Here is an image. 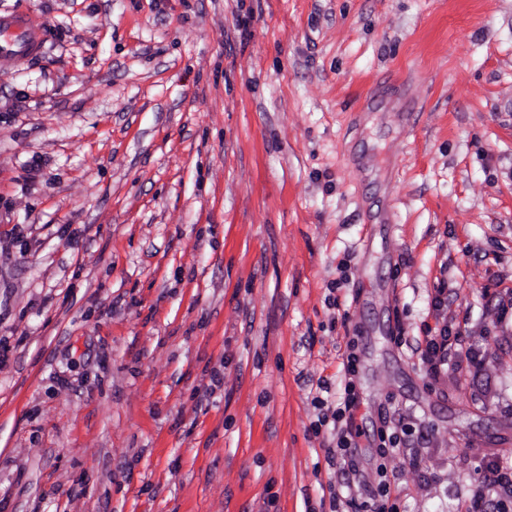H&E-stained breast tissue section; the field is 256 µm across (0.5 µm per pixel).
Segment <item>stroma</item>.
I'll use <instances>...</instances> for the list:
<instances>
[{
	"label": "stroma",
	"instance_id": "obj_1",
	"mask_svg": "<svg viewBox=\"0 0 512 512\" xmlns=\"http://www.w3.org/2000/svg\"><path fill=\"white\" fill-rule=\"evenodd\" d=\"M0 512H329L313 434L409 422L401 512L512 456V0H0ZM448 321L479 372L430 384ZM45 36L23 13L0 17V68L13 67L25 57L39 53ZM432 309L436 317L442 315L441 321L437 317L435 327L428 328L425 336L415 337L414 343L408 346L420 361L425 376L432 384H437L448 375L449 369L461 371L478 365L479 355L471 346L464 348L461 332L457 330L453 334L452 325H448V318L444 315L448 309L447 288H437ZM357 342L354 338L346 344V350L342 355V371L344 372V388L336 403V408L323 412L313 424L315 434H320L322 426H326L331 420L333 423L331 438L324 441L323 447L330 461L340 457L347 464V469L341 470L337 478L340 491H336L335 483L329 484L331 512H338L337 502L343 496V489L349 494L354 489V483L359 471L358 465L353 458L352 448L356 447V439L362 435L359 425L356 423L355 411L358 408V396L356 392L355 376L357 370ZM347 460V461H346ZM348 494V495H349Z\"/></svg>",
	"mask_w": 512,
	"mask_h": 512
}]
</instances>
